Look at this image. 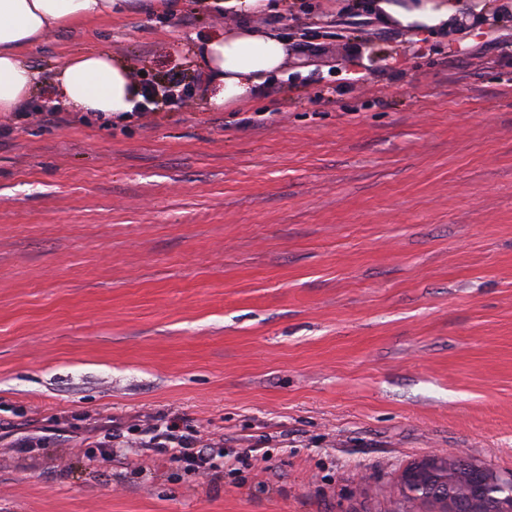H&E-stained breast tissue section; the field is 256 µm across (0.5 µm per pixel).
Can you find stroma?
<instances>
[{"label": "stroma", "mask_w": 512, "mask_h": 512, "mask_svg": "<svg viewBox=\"0 0 512 512\" xmlns=\"http://www.w3.org/2000/svg\"><path fill=\"white\" fill-rule=\"evenodd\" d=\"M276 2L287 78L221 109L200 0L28 52L32 116L0 114V512H420L396 478L428 452L512 474V0H448L458 24L418 39L343 22L350 0ZM89 49L193 91L43 123ZM162 415L267 458L97 450Z\"/></svg>", "instance_id": "stroma-1"}]
</instances>
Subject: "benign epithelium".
Here are the masks:
<instances>
[{
    "label": "benign epithelium",
    "instance_id": "obj_1",
    "mask_svg": "<svg viewBox=\"0 0 512 512\" xmlns=\"http://www.w3.org/2000/svg\"><path fill=\"white\" fill-rule=\"evenodd\" d=\"M459 464L472 478V493L467 502H462L453 490L434 501V512H481L482 499L488 496V489L496 488L501 495L494 498L491 512H512V476H504L482 461L470 456H449L441 452H432L413 461L398 475L397 484L404 488L414 479H436L441 467H453Z\"/></svg>",
    "mask_w": 512,
    "mask_h": 512
}]
</instances>
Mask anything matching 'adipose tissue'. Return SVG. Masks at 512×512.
<instances>
[{"label": "adipose tissue", "instance_id": "ef3b65f1", "mask_svg": "<svg viewBox=\"0 0 512 512\" xmlns=\"http://www.w3.org/2000/svg\"><path fill=\"white\" fill-rule=\"evenodd\" d=\"M131 0H0V112L15 111L39 84V71L24 55L55 30L83 25L131 9ZM228 18L199 43L202 89L213 106L257 96L288 75V43L261 20L268 0H209ZM385 26L414 34L448 29L455 14L446 0H373ZM58 105L80 112L133 111L139 85L132 66L110 53L89 51L66 58L53 78Z\"/></svg>", "mask_w": 512, "mask_h": 512}]
</instances>
